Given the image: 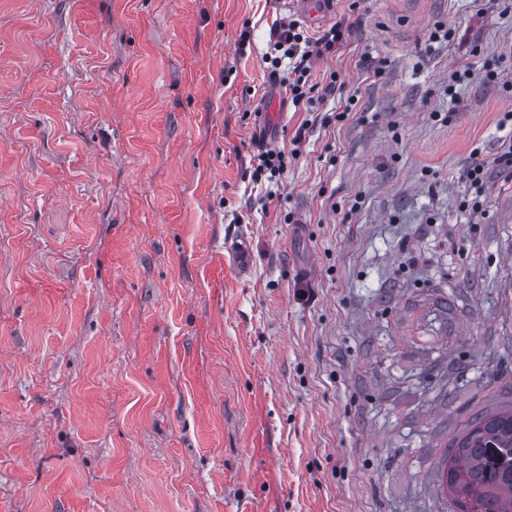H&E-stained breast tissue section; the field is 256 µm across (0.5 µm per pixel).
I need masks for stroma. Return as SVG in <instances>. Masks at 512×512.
I'll use <instances>...</instances> for the list:
<instances>
[{
	"instance_id": "1",
	"label": "stroma",
	"mask_w": 512,
	"mask_h": 512,
	"mask_svg": "<svg viewBox=\"0 0 512 512\" xmlns=\"http://www.w3.org/2000/svg\"><path fill=\"white\" fill-rule=\"evenodd\" d=\"M334 2L0 0V512H449L512 384V67L450 76L512 8ZM287 16L344 29L306 110ZM508 56L512 57V46L510 45L509 51H506L504 54H502L498 59L494 60H487L483 64L482 68L479 69L478 72L474 71L470 68H464L455 70L451 76V80L453 83L464 81V80H472L474 78H480L484 82H495L499 75L501 74L502 70H499L500 63L505 58H508ZM285 153L282 151L275 150H261L254 157V161L257 162L253 169V176L258 179L260 176V182L262 176H267V180L272 182V179L283 171ZM269 174V175H267Z\"/></svg>"
}]
</instances>
